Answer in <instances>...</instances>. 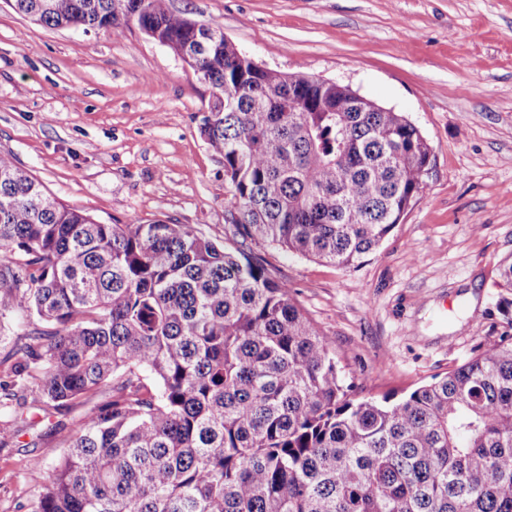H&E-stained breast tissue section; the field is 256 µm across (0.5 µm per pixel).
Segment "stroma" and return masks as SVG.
Listing matches in <instances>:
<instances>
[{
    "instance_id": "1",
    "label": "stroma",
    "mask_w": 512,
    "mask_h": 512,
    "mask_svg": "<svg viewBox=\"0 0 512 512\" xmlns=\"http://www.w3.org/2000/svg\"><path fill=\"white\" fill-rule=\"evenodd\" d=\"M267 68L350 86L403 113L433 167L382 246L348 271L229 222L210 97L136 25L50 29L0 0V150L62 204L108 224L166 220L244 247L327 336L356 398L400 396L503 330L512 256V0H171ZM81 412L29 410L0 434V512H30L31 458L53 468Z\"/></svg>"
}]
</instances>
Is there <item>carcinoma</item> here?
Wrapping results in <instances>:
<instances>
[{"instance_id": "1", "label": "carcinoma", "mask_w": 512, "mask_h": 512, "mask_svg": "<svg viewBox=\"0 0 512 512\" xmlns=\"http://www.w3.org/2000/svg\"><path fill=\"white\" fill-rule=\"evenodd\" d=\"M47 28L159 32L211 97L235 234L358 267L423 189L432 149L402 113L258 71L169 0H9ZM504 331L394 400H357L329 339L252 252L187 224H107L0 151V430L81 407L30 470L31 512H512V261Z\"/></svg>"}]
</instances>
